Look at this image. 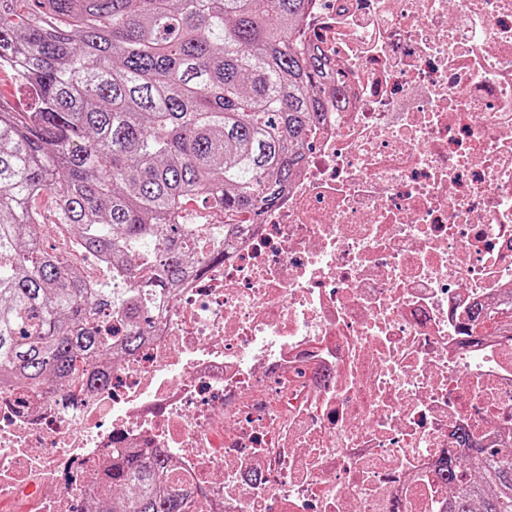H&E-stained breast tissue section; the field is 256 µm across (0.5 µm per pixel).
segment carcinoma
<instances>
[{
	"label": "carcinoma",
	"instance_id": "obj_1",
	"mask_svg": "<svg viewBox=\"0 0 512 512\" xmlns=\"http://www.w3.org/2000/svg\"><path fill=\"white\" fill-rule=\"evenodd\" d=\"M309 0H0V72L31 90L0 107V388L108 383L100 359L135 352L172 290L219 258L214 208L275 207L323 112L345 99L305 48ZM54 200L76 248L112 280L87 284L32 225ZM202 200L188 214L189 200ZM124 326L119 344L98 317ZM475 309L471 325L506 323ZM446 512H512V447L447 460ZM110 512H195L191 483L156 448L112 449Z\"/></svg>",
	"mask_w": 512,
	"mask_h": 512
}]
</instances>
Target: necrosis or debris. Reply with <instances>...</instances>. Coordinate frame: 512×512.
<instances>
[{
  "mask_svg": "<svg viewBox=\"0 0 512 512\" xmlns=\"http://www.w3.org/2000/svg\"><path fill=\"white\" fill-rule=\"evenodd\" d=\"M344 77L279 204L217 213L106 387L0 393V512H87L116 448H163L198 512H445L467 433L512 447V0H312Z\"/></svg>",
  "mask_w": 512,
  "mask_h": 512,
  "instance_id": "necrosis-or-debris-1",
  "label": "necrosis or debris"
}]
</instances>
